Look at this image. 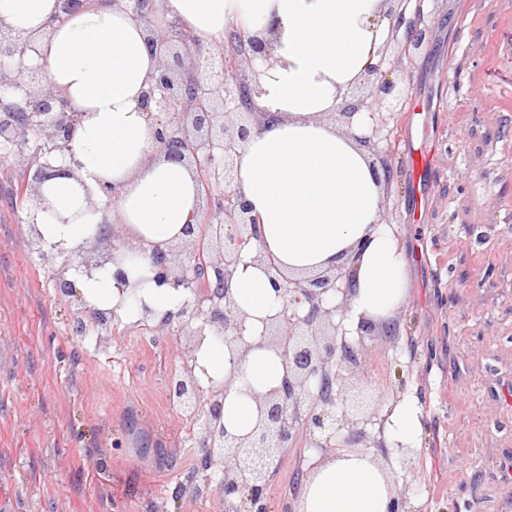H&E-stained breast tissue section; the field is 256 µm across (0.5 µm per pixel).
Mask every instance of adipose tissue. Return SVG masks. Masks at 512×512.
I'll return each mask as SVG.
<instances>
[{
	"label": "adipose tissue",
	"mask_w": 512,
	"mask_h": 512,
	"mask_svg": "<svg viewBox=\"0 0 512 512\" xmlns=\"http://www.w3.org/2000/svg\"><path fill=\"white\" fill-rule=\"evenodd\" d=\"M387 10L386 0H166L164 10L202 44L223 45L233 27L269 46V58L259 65L268 94L255 106L269 111L270 121L244 143L235 182L260 227L257 249L280 269L316 274L352 267L353 326L364 319L389 323L408 288L406 253L384 219L385 174L360 143L368 121L355 115L342 131L329 118L378 63L390 32ZM57 11V0H0V23L30 38L32 63L47 61L49 79L82 114L72 154L61 159L66 166L78 161L77 176L44 183L37 230L52 243H82L95 231L91 202L102 200V185H118L108 218L144 245L138 257L116 256L136 293L120 294L105 268L77 278L80 297L125 322L141 320L146 308L158 316L177 312L184 294L152 280L150 247L185 240L199 195L191 169L153 151L155 125L140 96L154 81L157 60L123 5L100 2L63 18ZM230 288L252 348L241 356L207 337L194 371L204 383L231 379L224 427L244 437L260 418L257 395L279 388L286 375L283 358L259 343L282 299L248 257L236 266ZM393 496L372 454H346L307 479L301 507L389 512Z\"/></svg>",
	"instance_id": "obj_1"
}]
</instances>
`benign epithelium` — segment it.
<instances>
[{"mask_svg":"<svg viewBox=\"0 0 512 512\" xmlns=\"http://www.w3.org/2000/svg\"><path fill=\"white\" fill-rule=\"evenodd\" d=\"M118 1L144 25L147 44L157 59L155 83L141 97L142 109L157 125L155 145L170 161L187 163L196 175L203 208L199 220L187 226L181 253L175 245L153 246L154 279L160 285L189 289L202 281L204 292L182 303L177 313H167L154 322L159 336H172L181 346L179 367L168 382L170 399L197 426L200 470L222 474L224 500L244 496L249 512H268L265 490L283 460L284 449L301 435L314 448L328 447L323 434L335 422L345 431L344 445H356L364 437L368 422L364 408L369 396L351 393L342 381V364L356 362L355 350L345 341L346 331L335 322L340 295L347 301L349 273L344 268L307 278H291L258 253L253 260L264 266L272 281H282L283 308L265 323L261 344L284 358L288 376L281 388L257 396L261 418L246 437L224 430V391L231 384L203 386L194 373L195 351L212 334L241 355L252 348L243 336V315L235 308L230 282L235 267L251 253L259 238V225L242 192L234 186V162L242 144L257 123L255 113L242 112L245 95L261 97L268 90L259 82L254 63L268 56L269 47L252 42L249 48L232 52L240 63L226 65L224 48L207 49L195 45L204 64L183 69L174 64L176 47L193 39L186 32L172 34L157 27L164 0ZM387 16L392 19V35L405 31L397 41L399 52L394 69L404 70L403 60L427 47L430 27L421 10L407 13L409 0H387ZM32 48L30 40L0 23V142L20 146L31 132L38 134V151L29 154L25 165L26 196L41 195L42 185L55 177H73V169L54 166L50 157L71 152V143L81 121L69 101L48 78V63L27 68L22 59ZM409 94L406 77H394L383 66H375L364 76L361 94L338 112L344 123L368 111L374 131L386 124V115L403 105ZM105 252L91 256L84 247L70 251V264L87 276L115 262L116 254L135 251L122 231L107 220L96 224L92 236ZM58 296H76L75 282L64 272L55 273ZM100 331L112 330V312L91 309L85 303L74 316V335L85 334L87 324Z\"/></svg>","mask_w":512,"mask_h":512,"instance_id":"7a95c632","label":"benign epithelium"}]
</instances>
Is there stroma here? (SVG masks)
Listing matches in <instances>:
<instances>
[{
	"mask_svg": "<svg viewBox=\"0 0 512 512\" xmlns=\"http://www.w3.org/2000/svg\"><path fill=\"white\" fill-rule=\"evenodd\" d=\"M423 11L431 42L378 134L411 288L391 324L350 336L345 373L374 396L365 446L383 444L398 402L419 409V447L382 463L413 512H512V0ZM18 158L0 150V512H246L198 470L196 428L168 396L171 338L140 321L72 337L79 300L57 297L53 273L78 272L32 249V207L10 196ZM328 459L286 449L269 512H297Z\"/></svg>",
	"mask_w": 512,
	"mask_h": 512,
	"instance_id": "stroma-1",
	"label": "stroma"
}]
</instances>
